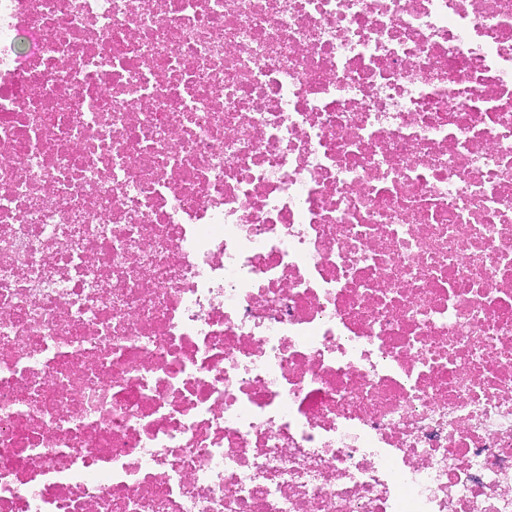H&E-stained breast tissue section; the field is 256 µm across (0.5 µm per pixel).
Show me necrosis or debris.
I'll use <instances>...</instances> for the list:
<instances>
[{
    "label": "necrosis or debris",
    "mask_w": 512,
    "mask_h": 512,
    "mask_svg": "<svg viewBox=\"0 0 512 512\" xmlns=\"http://www.w3.org/2000/svg\"><path fill=\"white\" fill-rule=\"evenodd\" d=\"M0 512H512V0H0Z\"/></svg>",
    "instance_id": "1"
}]
</instances>
